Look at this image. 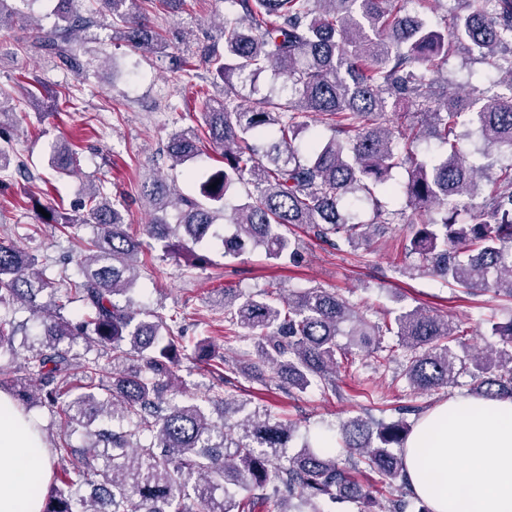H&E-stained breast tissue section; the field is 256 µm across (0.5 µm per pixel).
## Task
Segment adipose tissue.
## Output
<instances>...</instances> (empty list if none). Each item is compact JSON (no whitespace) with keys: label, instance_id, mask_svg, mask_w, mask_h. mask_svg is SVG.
<instances>
[{"label":"adipose tissue","instance_id":"obj_1","mask_svg":"<svg viewBox=\"0 0 512 512\" xmlns=\"http://www.w3.org/2000/svg\"><path fill=\"white\" fill-rule=\"evenodd\" d=\"M403 459L430 512H512V399L454 395L426 412ZM49 450L0 392V512H41Z\"/></svg>","mask_w":512,"mask_h":512}]
</instances>
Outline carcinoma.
<instances>
[{"instance_id":"1","label":"carcinoma","mask_w":512,"mask_h":512,"mask_svg":"<svg viewBox=\"0 0 512 512\" xmlns=\"http://www.w3.org/2000/svg\"><path fill=\"white\" fill-rule=\"evenodd\" d=\"M78 0H56L54 22L41 30L35 48L52 61L80 73L83 62L76 38L100 18L115 38L135 50L162 56L170 41L147 17L155 0H92L84 13ZM238 13L220 38L195 47L173 69L185 75L197 64L224 82V96L202 99L200 124L168 137L171 168L199 181L212 202L226 199L236 184L252 186L247 201L231 210L201 203L159 178L142 181L140 191L153 207L147 235L167 255L184 256L190 266L201 260L194 247L219 240L224 248L252 244L268 257L296 261L295 243L282 233L304 224L323 238L335 236L350 246L370 243V228L408 224L415 268L472 294L485 287L512 300V163L488 180L481 211L458 219L454 203L462 194L481 190L478 177L490 165L470 163L457 132L460 106L477 107L473 121L487 147L512 151V95L477 90L467 96L449 91L442 64L457 50L475 48L485 64L512 87V0H488L491 8L452 9L449 24L434 29L403 12L401 0H224ZM21 21L12 0H0V30ZM286 78L290 94L270 91L244 106L239 88L267 71ZM29 104L41 107V86L32 77L23 88ZM414 107L420 123L397 130L391 115L400 105ZM320 117L330 131L314 132L303 148L295 147L304 114ZM15 112L0 96V174L21 171L8 129ZM423 138L440 141L447 153L418 157L412 146ZM222 151L224 167L209 171L192 165L204 143ZM49 166L73 176L77 152L56 147ZM407 180L393 195L404 206L388 209L374 196L395 168ZM373 204L364 223L342 213L341 204ZM74 219L65 208L46 207L44 224H97L100 235L76 260L77 276L57 281L47 276L50 262L0 241V306L19 305L37 316L43 339L26 346L18 359L15 336L26 323L0 319V389L27 408L41 403L55 413L59 430L83 428V448L55 447L58 469L45 495L42 512H191L182 502L194 498L201 512H256L250 492L274 483L288 496V512H321L319 502L342 499L357 512H407L410 507L402 452L414 424L353 417L339 428V449L309 443L287 461L294 427L265 407L234 423L242 411L224 400V420H210L197 403L177 400L171 377L183 352L222 374L224 337L183 335L178 314L155 316L120 303L140 276L143 243L128 231L125 211L104 182L90 183ZM177 212L176 223L168 210ZM440 218L429 217L431 212ZM234 227L224 239L222 224ZM81 305L77 318L64 314ZM227 331L255 334V357L246 368L265 385L305 392L320 383L336 391V375L352 360L353 350L373 353L384 365L381 337H396L403 350V375L414 391L448 387L462 374L474 381V396L512 399V318L491 323L501 337L499 350L459 355L452 343L461 325L421 308L399 313L382 328L340 295L318 288L288 294L282 303L268 294L224 292ZM349 337L343 347L337 337ZM112 351V371L99 357L78 356L73 346ZM364 466L388 493L379 499L354 478ZM248 495L236 498L231 488Z\"/></svg>"}]
</instances>
